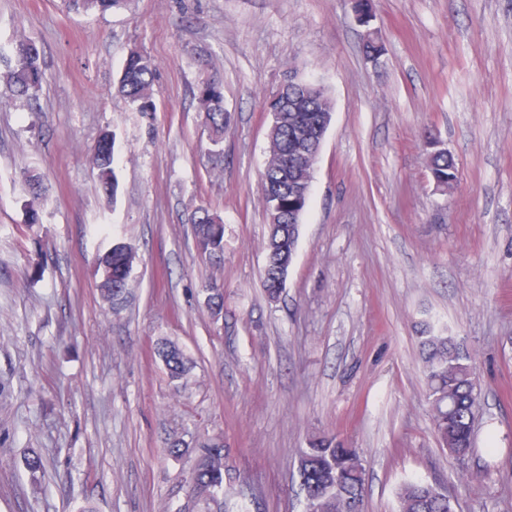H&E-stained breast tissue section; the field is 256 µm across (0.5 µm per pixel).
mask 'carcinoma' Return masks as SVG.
<instances>
[{
  "label": "carcinoma",
  "mask_w": 512,
  "mask_h": 512,
  "mask_svg": "<svg viewBox=\"0 0 512 512\" xmlns=\"http://www.w3.org/2000/svg\"><path fill=\"white\" fill-rule=\"evenodd\" d=\"M68 3L77 10L103 13L120 6L123 0H68ZM363 50L368 59L376 61L382 56L384 46L375 33L370 32ZM7 54L10 62L5 79L12 95L34 97L43 77L38 48L30 41L18 40L10 48L0 46V59ZM155 75L153 60L139 51H132L124 62L117 90L138 111L151 112ZM196 97L205 113L211 140L218 145L228 119L222 85L206 80L199 85ZM264 111L270 117L269 153L281 160L288 159V166L275 164L261 176L268 225L263 286L268 299L276 301L287 287L299 239L298 219L307 206L306 201L299 199L297 191L311 184L310 159L324 139L333 106L324 88L296 80L273 91L265 100ZM114 144L115 138L106 133L94 147L102 187L112 197L118 187L113 167ZM432 148L429 170L437 188L445 190L456 181L455 163L446 149L435 144ZM26 188L31 219L35 222L44 187L39 177L33 175L26 179ZM195 238L202 253L223 252L221 216L208 209L200 210ZM134 260V251L119 244L112 246L100 259V291L106 301L113 303L117 295L126 294ZM422 334V361L434 409L435 429L442 446L463 460L470 454L474 440L479 387L475 366L470 355L458 347L446 330L427 326ZM156 353L171 377L185 375L188 359L178 346L165 343L156 347ZM226 458L223 445L212 442L202 446L192 473L195 491H206L213 499L236 479ZM299 475L305 512H363L365 465L355 449L345 447L336 437L324 435L310 442L309 448L301 454ZM398 499L400 512H453L448 492L437 482L407 481L400 487Z\"/></svg>",
  "instance_id": "cac0c4a2"
}]
</instances>
